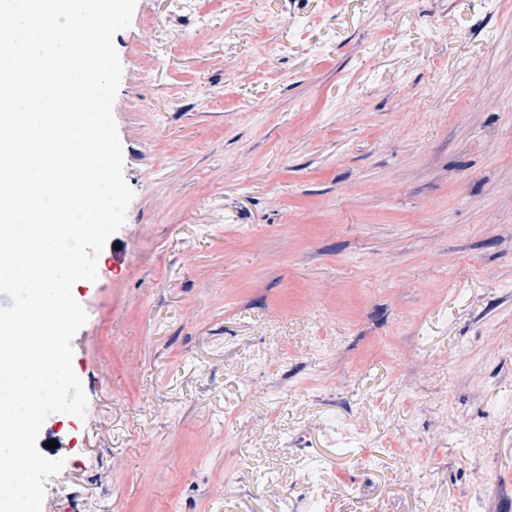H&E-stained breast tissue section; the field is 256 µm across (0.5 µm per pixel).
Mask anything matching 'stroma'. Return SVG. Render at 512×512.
Masks as SVG:
<instances>
[{"label": "stroma", "instance_id": "1", "mask_svg": "<svg viewBox=\"0 0 512 512\" xmlns=\"http://www.w3.org/2000/svg\"><path fill=\"white\" fill-rule=\"evenodd\" d=\"M114 43L134 196L42 512H512V0H136Z\"/></svg>", "mask_w": 512, "mask_h": 512}]
</instances>
